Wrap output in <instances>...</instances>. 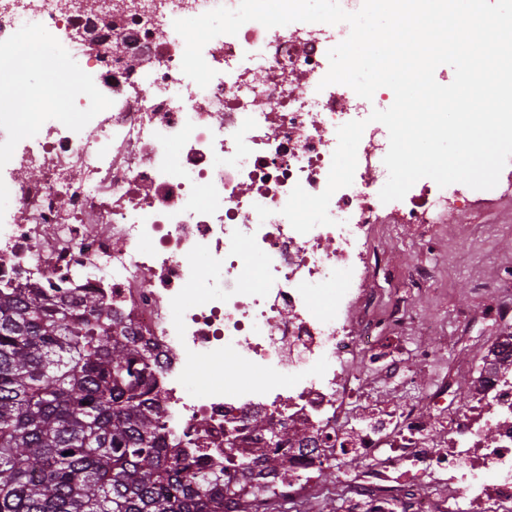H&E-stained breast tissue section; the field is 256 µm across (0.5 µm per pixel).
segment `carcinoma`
<instances>
[{"mask_svg":"<svg viewBox=\"0 0 512 512\" xmlns=\"http://www.w3.org/2000/svg\"><path fill=\"white\" fill-rule=\"evenodd\" d=\"M153 391L98 296L0 288V512H224L221 461L161 445Z\"/></svg>","mask_w":512,"mask_h":512,"instance_id":"obj_1","label":"carcinoma"}]
</instances>
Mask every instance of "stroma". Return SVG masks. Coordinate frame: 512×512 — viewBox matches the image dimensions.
I'll use <instances>...</instances> for the list:
<instances>
[{
	"instance_id": "1",
	"label": "stroma",
	"mask_w": 512,
	"mask_h": 512,
	"mask_svg": "<svg viewBox=\"0 0 512 512\" xmlns=\"http://www.w3.org/2000/svg\"><path fill=\"white\" fill-rule=\"evenodd\" d=\"M466 223L475 225L474 234L460 237L449 234L442 254L433 256L414 227L403 225L384 237L380 246L383 261L390 270V290L380 293V302L389 295L403 297L406 303L423 317L438 318L451 341L436 353L438 368L455 366L471 355L468 344L457 342L460 327L456 311L461 307L478 305L477 287H484L486 296H495L491 283L505 278L512 270V235L493 236L483 233L487 224L512 226V192L474 204L465 216ZM434 259L439 279L433 284L409 281L405 273L420 260Z\"/></svg>"
}]
</instances>
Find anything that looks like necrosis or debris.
I'll return each instance as SVG.
<instances>
[{
	"label": "necrosis or debris",
	"mask_w": 512,
	"mask_h": 512,
	"mask_svg": "<svg viewBox=\"0 0 512 512\" xmlns=\"http://www.w3.org/2000/svg\"><path fill=\"white\" fill-rule=\"evenodd\" d=\"M238 5L0 0V53L15 60L0 83L24 91L20 104L0 96V287L99 296L147 351L167 444L224 460L237 487L227 512L303 507L355 458L336 489L343 512H512V284L482 308L497 330L474 362L427 387L400 358L416 316L397 297L377 311L369 287L382 272L376 225L424 230L482 191L424 178L381 202L389 133L369 115L392 91L367 100L321 84L348 24L247 22L205 45L216 75L199 87L174 22ZM83 34L96 52L82 53ZM77 54L63 116L50 96ZM354 120L367 126L353 183L332 195L331 224L298 233L281 210L295 186L325 190L337 130ZM230 360L241 376L225 378ZM200 365L210 381L191 386ZM375 379L414 393L383 404ZM256 415L282 432L270 479L247 454L268 445Z\"/></svg>",
	"instance_id": "4bbe7bcc"
}]
</instances>
